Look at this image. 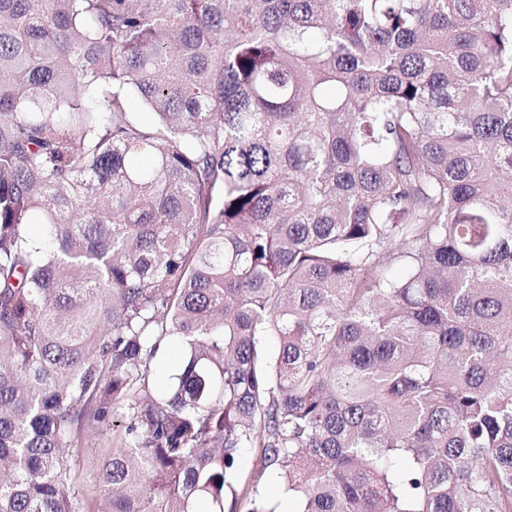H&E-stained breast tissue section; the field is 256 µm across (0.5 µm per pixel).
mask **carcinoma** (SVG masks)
Listing matches in <instances>:
<instances>
[{
    "label": "carcinoma",
    "mask_w": 512,
    "mask_h": 512,
    "mask_svg": "<svg viewBox=\"0 0 512 512\" xmlns=\"http://www.w3.org/2000/svg\"><path fill=\"white\" fill-rule=\"evenodd\" d=\"M270 475L512 512V0H0V512ZM108 436H102L97 434H91L86 438L84 447L80 449L81 465L84 464L86 469V475H91L96 470L100 463V454L98 453L99 448L107 447ZM84 469V470H85Z\"/></svg>",
    "instance_id": "1"
}]
</instances>
